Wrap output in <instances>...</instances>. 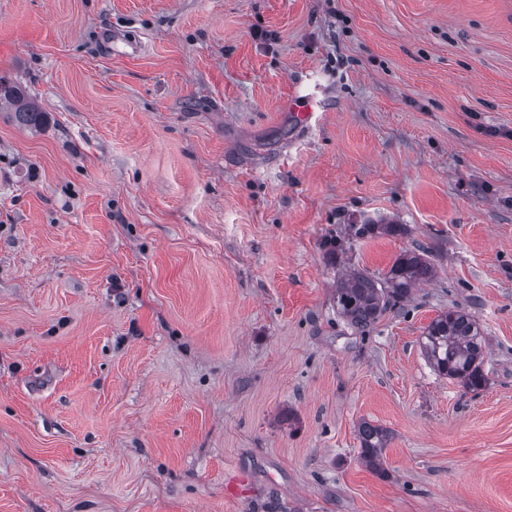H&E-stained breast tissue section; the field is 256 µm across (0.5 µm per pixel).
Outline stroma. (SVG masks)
<instances>
[{
	"label": "stroma",
	"instance_id": "stroma-1",
	"mask_svg": "<svg viewBox=\"0 0 512 512\" xmlns=\"http://www.w3.org/2000/svg\"><path fill=\"white\" fill-rule=\"evenodd\" d=\"M1 76L0 512H512V0H0ZM23 92L20 87L10 84L4 77H0V100H6L17 104L15 117L18 121L27 125H39L46 119V112L39 111L31 103H23ZM436 268L424 248L413 247L396 258L382 278L351 269L336 283V306L350 325L365 332L388 309L403 303L418 285L433 280ZM484 337L477 320L469 313L448 310L439 314L422 331L420 349L439 375L458 380L466 389L486 388ZM358 438L362 463L373 471H381L383 451L391 441L388 430L362 421L358 426Z\"/></svg>",
	"mask_w": 512,
	"mask_h": 512
}]
</instances>
